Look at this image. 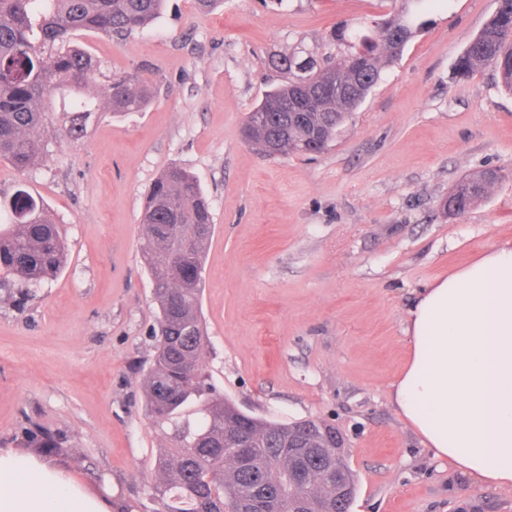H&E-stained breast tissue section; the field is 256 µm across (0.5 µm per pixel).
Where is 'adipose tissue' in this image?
<instances>
[{
    "label": "adipose tissue",
    "mask_w": 512,
    "mask_h": 512,
    "mask_svg": "<svg viewBox=\"0 0 512 512\" xmlns=\"http://www.w3.org/2000/svg\"><path fill=\"white\" fill-rule=\"evenodd\" d=\"M391 399L434 458L512 490V242L435 279L407 312ZM39 455L0 448V512H115Z\"/></svg>",
    "instance_id": "ef3b65f1"
}]
</instances>
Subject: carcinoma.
Segmentation results:
<instances>
[{"label": "carcinoma", "mask_w": 512, "mask_h": 512, "mask_svg": "<svg viewBox=\"0 0 512 512\" xmlns=\"http://www.w3.org/2000/svg\"><path fill=\"white\" fill-rule=\"evenodd\" d=\"M426 0H401L387 18L348 31L338 39L362 52L359 69L336 70L339 57L318 60L295 54L272 60L288 81L267 91L255 107L269 113V124L251 133L259 151L274 140L282 155L309 154L336 137V126L378 84L383 67L397 60L415 36L412 6ZM499 15L490 19L456 62L468 78L491 63L512 91V0H498ZM165 0H0V160L20 171L45 155L50 130L47 113H62L64 137L77 140L85 120L107 109L114 115L140 112L151 101V86L136 74H114L106 99L91 93L102 63L73 42L74 33L91 30L123 37L153 24ZM342 80L359 88L357 99L338 102L328 87ZM305 113L317 128H299L294 112ZM473 191L448 195V211L466 210L483 199L479 175L462 180ZM0 271L28 286L55 277L65 266L67 249L57 225L26 189L0 203ZM141 256L150 272L153 300L159 310L157 345L143 378L145 406L155 421L168 427L169 446L156 449L154 467L160 481L152 495L158 512H289L291 495L305 496L298 512H350L357 493L356 477L345 466L350 486L338 498L330 478L334 464L324 452L310 453L297 466L281 447L299 422L275 423L240 411L211 383L203 364L208 347L201 317L202 264L213 234L208 202L185 168L166 167L144 204ZM248 434L251 445L240 447ZM28 445L46 455L61 451L59 443L40 431H28Z\"/></svg>", "instance_id": "obj_1"}]
</instances>
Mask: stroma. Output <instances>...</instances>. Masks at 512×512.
Segmentation results:
<instances>
[{"instance_id": "obj_1", "label": "stroma", "mask_w": 512, "mask_h": 512, "mask_svg": "<svg viewBox=\"0 0 512 512\" xmlns=\"http://www.w3.org/2000/svg\"><path fill=\"white\" fill-rule=\"evenodd\" d=\"M497 0H428L402 56L316 155L263 157L242 137L265 91L286 81L275 54H338L392 0H168L150 28L77 33L105 72L141 73L142 112L93 113L82 139H50L20 172L68 244L56 278L0 285V448L39 428L53 463L129 512H156L165 434L144 409L158 311L140 251L143 199L178 164L215 224L203 271L204 363L226 399L258 418L334 426L357 476L352 512H512V491L461 487L399 415L390 385L421 288L488 246L512 242V93L494 66L455 63ZM503 174L461 216L444 207L465 176Z\"/></svg>"}]
</instances>
